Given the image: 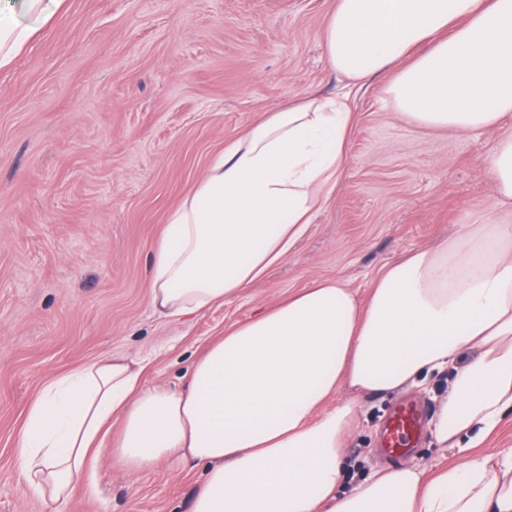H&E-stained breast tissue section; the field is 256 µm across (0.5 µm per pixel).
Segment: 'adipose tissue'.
Returning <instances> with one entry per match:
<instances>
[{
	"instance_id": "obj_1",
	"label": "adipose tissue",
	"mask_w": 512,
	"mask_h": 512,
	"mask_svg": "<svg viewBox=\"0 0 512 512\" xmlns=\"http://www.w3.org/2000/svg\"><path fill=\"white\" fill-rule=\"evenodd\" d=\"M66 0H0V69ZM323 46L356 86L388 78L410 122L467 135L512 118V0H336ZM343 98L308 96L217 154L167 216L149 304L182 318L237 297L285 259L325 206L348 153ZM487 173L512 202V131ZM104 353L30 404L17 448L28 486L65 501L104 449L131 473L205 464L190 512H512V448H485L512 415V223L471 224L384 267L367 300L342 280L290 295L210 343L171 386ZM448 372L431 421L456 459L436 474L380 465L346 486L363 398Z\"/></svg>"
}]
</instances>
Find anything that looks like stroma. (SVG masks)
Instances as JSON below:
<instances>
[{"label": "stroma", "instance_id": "obj_1", "mask_svg": "<svg viewBox=\"0 0 512 512\" xmlns=\"http://www.w3.org/2000/svg\"><path fill=\"white\" fill-rule=\"evenodd\" d=\"M334 2L68 0L0 70V512H190L202 466L133 477L108 452L65 502L35 494L15 467L29 404L103 353L147 358V385L176 383L214 339L314 282L367 298L385 265L512 213L486 171L500 129L408 122L374 78L352 95L339 187L288 257L207 311L150 308L166 217L214 156L267 113L343 92L321 43ZM447 390L442 373L403 399L367 397L345 448L354 477L388 462L402 400L428 417Z\"/></svg>", "mask_w": 512, "mask_h": 512}]
</instances>
